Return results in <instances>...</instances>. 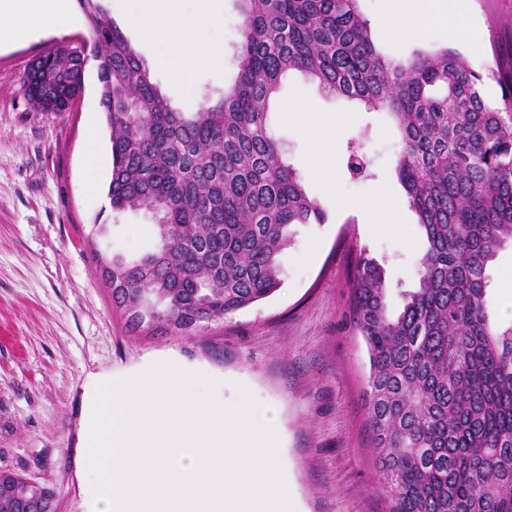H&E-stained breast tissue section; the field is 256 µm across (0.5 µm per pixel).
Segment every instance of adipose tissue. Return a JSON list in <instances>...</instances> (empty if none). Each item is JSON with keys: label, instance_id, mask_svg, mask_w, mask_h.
Segmentation results:
<instances>
[{"label": "adipose tissue", "instance_id": "adipose-tissue-1", "mask_svg": "<svg viewBox=\"0 0 512 512\" xmlns=\"http://www.w3.org/2000/svg\"><path fill=\"white\" fill-rule=\"evenodd\" d=\"M114 9L157 52L181 56L198 68L222 66V0H115ZM72 22L70 0H0V39L23 37L37 25L64 30ZM282 110L296 116L299 134L315 148L314 163L324 165L334 132L302 102L285 103Z\"/></svg>", "mask_w": 512, "mask_h": 512}]
</instances>
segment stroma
Masks as SVG:
<instances>
[{
  "mask_svg": "<svg viewBox=\"0 0 512 512\" xmlns=\"http://www.w3.org/2000/svg\"><path fill=\"white\" fill-rule=\"evenodd\" d=\"M224 3V64L186 70L176 57L158 58L128 23L119 28L148 64L174 109L191 112L221 96L236 78L241 16ZM392 0H360L377 49L390 58L453 49L484 67L512 66V0H435L437 21L412 39L390 30ZM82 13L65 30L44 28L20 42H0V468L51 484L57 512H87L88 482L81 452L85 399L93 385L122 379L161 361L205 371L226 405L247 389L271 409L280 429L279 458L298 512H388L380 490L367 420L369 359L350 320L353 256L363 248L383 263L387 304L397 312L417 280L423 245L395 174L401 149L387 113L369 112L301 73H286L270 108L269 126L285 164L300 176L325 214L298 226L280 254L282 286L270 297L191 335L132 332L112 304L98 258H129L157 243L147 210H112L109 130L99 105L95 62L85 91L63 114L36 111L21 82L28 62L56 46L91 41ZM300 99L336 127L328 172L311 162L313 145L281 112ZM98 133L89 145L88 126ZM362 144L367 176L346 169L349 143ZM98 161L97 189L87 186L88 155ZM336 182L328 193L325 176ZM385 194L394 221L370 225L354 202ZM512 247L489 269L490 312L512 322L503 290Z\"/></svg>",
  "mask_w": 512,
  "mask_h": 512,
  "instance_id": "obj_1",
  "label": "stroma"
}]
</instances>
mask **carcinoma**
Returning a JSON list of instances; mask_svg holds the SVG:
<instances>
[{
  "label": "carcinoma",
  "mask_w": 512,
  "mask_h": 512,
  "mask_svg": "<svg viewBox=\"0 0 512 512\" xmlns=\"http://www.w3.org/2000/svg\"><path fill=\"white\" fill-rule=\"evenodd\" d=\"M92 33L99 103L111 130L113 210L158 215L159 243L112 266L105 283L133 332L192 334L281 286L278 257L295 225L325 215L268 125L281 76L389 112L396 173L426 238L415 287L389 312L384 269L355 257L350 311L369 356L367 417L389 512H512V323L491 321L487 268L512 245V69L453 50L391 59L375 47L359 0H238L235 83L177 112L114 25L105 0H77ZM86 61L43 52L22 84L60 112L84 88ZM503 107L484 95L485 80ZM346 167L367 174L361 144ZM0 512H40L0 494Z\"/></svg>",
  "instance_id": "obj_1"
}]
</instances>
